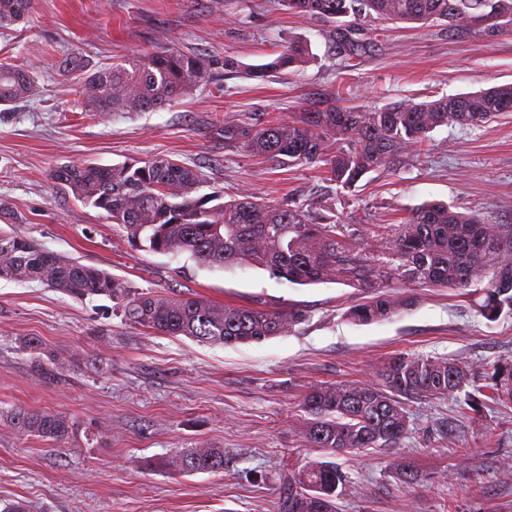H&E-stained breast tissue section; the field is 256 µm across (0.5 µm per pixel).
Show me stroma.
I'll list each match as a JSON object with an SVG mask.
<instances>
[{"label": "stroma", "instance_id": "35a3bbf8", "mask_svg": "<svg viewBox=\"0 0 512 512\" xmlns=\"http://www.w3.org/2000/svg\"><path fill=\"white\" fill-rule=\"evenodd\" d=\"M335 23L281 0H33L27 22L0 32V65H34L31 97L0 105V228L123 277L138 289L196 294L215 304L301 309L291 333L260 344L211 346L124 323L106 299L78 301L36 282L0 280V504L28 512H279L281 478L320 449L304 447L298 404L314 385L375 378L392 356L472 364L479 379L512 362V314L481 313L485 283L398 288L410 305L390 319L348 322L352 288L294 285L256 268H208L132 249L101 212L58 189L67 162L120 164L167 156L196 168L201 193L241 190L338 220L393 224L441 200L512 224V113L478 128H436L427 163L367 174L346 191L314 166L282 167L224 144L234 115L257 124L327 100L338 83L354 104L452 96L512 83V29L363 24L369 47L343 67ZM303 43L307 60L267 65ZM177 46L212 59L210 81L155 112L104 116L75 104L83 78L145 50ZM233 59L237 71L225 73ZM459 391L406 405L399 453L338 456L355 487L338 512H512V405L462 412ZM59 413L68 438L19 432L7 411ZM220 448V473L178 474L181 448ZM402 455L418 474L401 483Z\"/></svg>", "mask_w": 512, "mask_h": 512}]
</instances>
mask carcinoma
<instances>
[{"mask_svg": "<svg viewBox=\"0 0 512 512\" xmlns=\"http://www.w3.org/2000/svg\"><path fill=\"white\" fill-rule=\"evenodd\" d=\"M289 10L336 20V40L345 61L365 52L359 20L412 26L445 22L512 25V0H282ZM31 0H0V30L25 20ZM307 50L292 44L267 67L285 70L305 61ZM212 62L176 46L135 54L104 66L84 80L77 104L84 112H152L209 82ZM34 67H0V105L22 101L36 87ZM512 112V84L433 100L413 98L382 106L352 105L344 84L322 108L263 123L224 120V144L282 165H314L326 180L352 190L366 174L395 172L426 158L429 133L455 124L475 128ZM52 179L126 232L137 250L178 257L199 265L249 267L295 285L343 284L355 289L345 311L351 322L387 320L409 306L387 291L399 288H467L488 281L483 314L495 319L512 312V224H497L445 202L411 209L399 224H344L301 205L269 204L248 190L229 201L195 195L199 172L165 156L98 165L60 164ZM0 279L38 282L77 300L105 297L124 321L169 336L237 346L285 336L304 321L300 309L272 312L219 305L197 296L140 291L122 277L82 264L0 229ZM473 385L471 367L440 357L394 356L370 383L311 388L300 402L302 440L334 457L361 448H398L409 420L405 400L444 398ZM488 388L512 404V363L497 366ZM14 427L43 439L62 440L69 421L50 412L15 409ZM179 473L224 471V449L186 448L167 460ZM401 481L418 474L399 457ZM350 477L333 461L313 460L289 473L280 491L279 512H336Z\"/></svg>", "mask_w": 512, "mask_h": 512, "instance_id": "cac0c4a2", "label": "carcinoma"}]
</instances>
